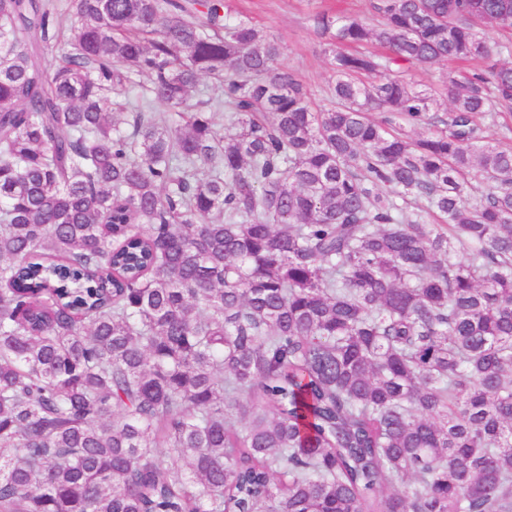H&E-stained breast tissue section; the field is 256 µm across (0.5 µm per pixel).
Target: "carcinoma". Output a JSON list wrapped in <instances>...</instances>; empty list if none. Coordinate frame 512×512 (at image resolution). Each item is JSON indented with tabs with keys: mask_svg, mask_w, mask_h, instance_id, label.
I'll return each mask as SVG.
<instances>
[{
	"mask_svg": "<svg viewBox=\"0 0 512 512\" xmlns=\"http://www.w3.org/2000/svg\"><path fill=\"white\" fill-rule=\"evenodd\" d=\"M373 10L0 0V512H512V0ZM234 16L248 17L283 45L276 65L291 70L317 104L327 96L331 72L324 53L329 35L315 22L316 14L351 12L376 19L371 0H224ZM456 67L457 64L448 62H441L430 68L418 67L411 71V78L415 85L427 89L429 92L437 93L439 97L446 93L444 80L448 70ZM499 112H505L502 116L492 121L486 120L488 126V132L490 139L499 142L502 146H512V113L510 110L502 109Z\"/></svg>",
	"mask_w": 512,
	"mask_h": 512,
	"instance_id": "1",
	"label": "carcinoma"
}]
</instances>
